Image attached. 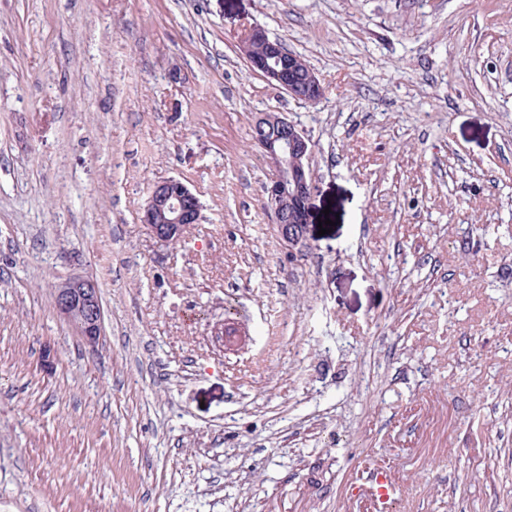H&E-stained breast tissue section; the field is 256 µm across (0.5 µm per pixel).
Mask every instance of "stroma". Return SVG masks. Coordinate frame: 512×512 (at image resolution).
Returning a JSON list of instances; mask_svg holds the SVG:
<instances>
[{"mask_svg":"<svg viewBox=\"0 0 512 512\" xmlns=\"http://www.w3.org/2000/svg\"><path fill=\"white\" fill-rule=\"evenodd\" d=\"M262 112L314 144L294 251ZM378 467L394 512H512V0H0V512H375ZM240 48L253 73L286 91L295 100L314 104L324 96V87L315 72L308 71L306 77L300 78L299 72L304 67L302 59L288 51L278 39L271 38L263 27L247 28ZM200 204L189 187L179 180L158 183L144 209L142 224L163 242L180 240L186 229L199 220ZM57 311L78 336L95 346L103 332L104 309L94 280L74 277L58 283L53 291ZM371 483L376 495V500L382 506L388 505L393 500L395 492L394 481L389 471L383 468H376L371 472Z\"/></svg>","mask_w":512,"mask_h":512,"instance_id":"obj_1","label":"stroma"}]
</instances>
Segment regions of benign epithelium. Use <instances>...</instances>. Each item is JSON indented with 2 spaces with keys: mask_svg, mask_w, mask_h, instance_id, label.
<instances>
[{
  "mask_svg": "<svg viewBox=\"0 0 512 512\" xmlns=\"http://www.w3.org/2000/svg\"><path fill=\"white\" fill-rule=\"evenodd\" d=\"M250 70L294 99L314 104L325 93L317 75L299 77L304 63L267 31L254 25L240 41ZM254 143L264 152L272 174L264 186L281 240L289 248L307 242L310 204L314 191L306 165L313 150L309 136L281 113L265 112L254 121ZM200 204L189 187L179 180L158 183L144 209L142 223L163 242L180 240L186 229L198 223ZM57 311L76 334L95 346L103 332L104 309L96 283L74 277L58 283L53 291Z\"/></svg>",
  "mask_w": 512,
  "mask_h": 512,
  "instance_id": "7a95c632",
  "label": "benign epithelium"
}]
</instances>
